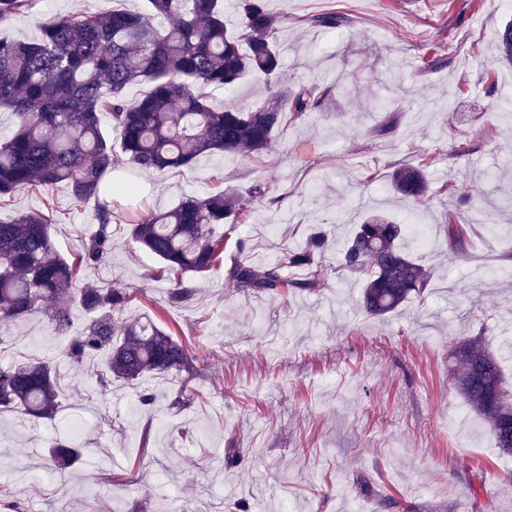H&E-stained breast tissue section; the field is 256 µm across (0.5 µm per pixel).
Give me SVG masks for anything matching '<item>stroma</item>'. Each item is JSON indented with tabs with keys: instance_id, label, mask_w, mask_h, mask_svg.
Segmentation results:
<instances>
[{
	"instance_id": "35a3bbf8",
	"label": "stroma",
	"mask_w": 512,
	"mask_h": 512,
	"mask_svg": "<svg viewBox=\"0 0 512 512\" xmlns=\"http://www.w3.org/2000/svg\"><path fill=\"white\" fill-rule=\"evenodd\" d=\"M112 0H30L0 35L28 40L48 15L106 12ZM288 15L278 34L288 81L315 85L320 105L276 131L258 158H204L147 178L150 206L166 210L211 191L216 175L245 193L261 187L255 220L227 236L264 261L325 234V281L314 294L251 297L215 270L193 278V306L168 301L158 262L112 229L107 260L81 286L132 288L125 311L143 313L195 360L199 396L170 409L180 379L114 383L99 394L100 360L81 369L59 359L66 335L36 317L11 331L1 357L55 358L64 410L55 420L0 416V479L47 465L45 450L68 416L85 454L22 492L28 512H512V455L466 410L451 374L466 340L500 352L512 339V124L494 104L512 102V66L496 62L507 0H268ZM343 16L335 29L311 16ZM430 154L428 193L409 203L391 173ZM47 209L64 256L95 232L93 204L65 185L25 191L0 218ZM480 210L462 254L446 240L451 214ZM369 213L427 226L429 251L411 247L430 281L423 295L385 318L359 306L361 283L340 266L342 244ZM155 395L140 403L143 393Z\"/></svg>"
}]
</instances>
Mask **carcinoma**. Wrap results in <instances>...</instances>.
<instances>
[{
    "label": "carcinoma",
    "mask_w": 512,
    "mask_h": 512,
    "mask_svg": "<svg viewBox=\"0 0 512 512\" xmlns=\"http://www.w3.org/2000/svg\"><path fill=\"white\" fill-rule=\"evenodd\" d=\"M29 6V0H0V28ZM234 28L224 20V0H146V10L114 7L107 13L54 15L38 22L30 41L0 37V109L16 129L0 137V208L20 191L57 184L77 204L95 203L97 230L71 258L57 250L48 216L39 210L0 219V347L7 326L40 313L58 331L71 326L75 306L90 315L69 337L60 356L81 368L97 354L107 359L97 374L101 392L112 382L144 376L168 380L190 370L192 348L144 313L117 326L133 298L126 287L78 288L82 270L101 264L112 250V224L123 222L129 238L176 275L170 301H192L188 275L224 267L225 278L248 296L313 293L322 288V236L300 251L283 249L273 262L238 254L224 264V224H248L254 187L246 200L220 186L187 197L155 213L141 179L157 171H179L203 157H257L286 119L298 120L318 107L315 89L283 80L280 29L288 14L268 9L267 0H235ZM496 57L512 64V22L498 33ZM248 75L273 88L255 107L216 108L206 87L229 89ZM135 85L145 90L133 102ZM108 119L119 134L120 152L102 128ZM428 160L393 171L394 193L415 202L427 190ZM462 216L447 224L448 243L461 248ZM407 225L369 217L348 237L341 265L363 280L361 304L384 316L424 293L427 270L406 254ZM302 274H289L292 269ZM455 384L464 403L481 415L500 450L512 455V392L498 358L474 338L458 350ZM55 366L45 360L0 364V414L54 419L61 411ZM80 457L67 435L52 443L51 465L72 467ZM4 512H24L21 490L0 489Z\"/></svg>",
    "instance_id": "1"
}]
</instances>
